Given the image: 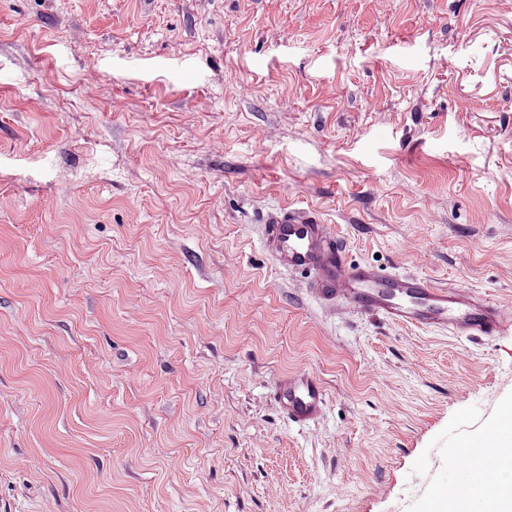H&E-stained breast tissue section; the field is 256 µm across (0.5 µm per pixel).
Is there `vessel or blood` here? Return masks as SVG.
I'll use <instances>...</instances> for the list:
<instances>
[{
	"instance_id": "obj_1",
	"label": "vessel or blood",
	"mask_w": 512,
	"mask_h": 512,
	"mask_svg": "<svg viewBox=\"0 0 512 512\" xmlns=\"http://www.w3.org/2000/svg\"><path fill=\"white\" fill-rule=\"evenodd\" d=\"M265 246L277 264L304 275L310 293L337 311L379 315L394 324L442 328L491 339L512 328V308L463 287L442 288L417 274L388 272L351 261L331 225L310 211L285 210L266 222ZM290 422L317 421L326 403L320 381L299 372L276 387Z\"/></svg>"
}]
</instances>
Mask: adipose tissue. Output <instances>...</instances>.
I'll return each instance as SVG.
<instances>
[{
    "label": "adipose tissue",
    "mask_w": 512,
    "mask_h": 512,
    "mask_svg": "<svg viewBox=\"0 0 512 512\" xmlns=\"http://www.w3.org/2000/svg\"><path fill=\"white\" fill-rule=\"evenodd\" d=\"M490 446L499 481L492 485L483 483V462L473 459L468 470L469 488L450 489L441 496L447 512H512V436H494Z\"/></svg>",
    "instance_id": "obj_1"
}]
</instances>
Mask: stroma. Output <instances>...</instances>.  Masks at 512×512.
Listing matches in <instances>:
<instances>
[{
	"label": "stroma",
	"instance_id": "1",
	"mask_svg": "<svg viewBox=\"0 0 512 512\" xmlns=\"http://www.w3.org/2000/svg\"><path fill=\"white\" fill-rule=\"evenodd\" d=\"M288 208L512 304V0H0V512L462 484L512 329L336 313L263 247ZM298 370L327 392L304 427L274 397Z\"/></svg>",
	"mask_w": 512,
	"mask_h": 512
}]
</instances>
